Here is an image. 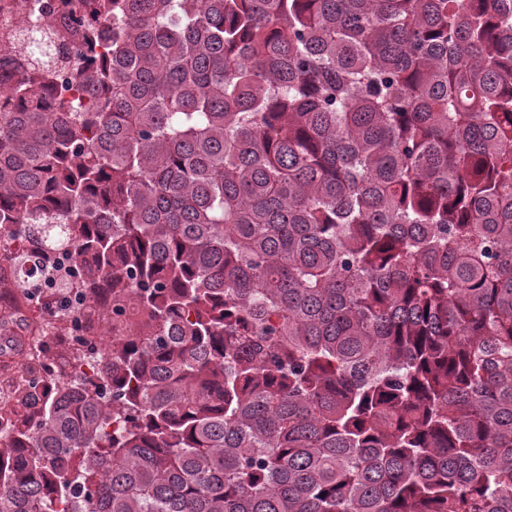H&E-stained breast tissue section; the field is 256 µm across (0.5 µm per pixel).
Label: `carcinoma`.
Segmentation results:
<instances>
[{"instance_id": "obj_1", "label": "carcinoma", "mask_w": 512, "mask_h": 512, "mask_svg": "<svg viewBox=\"0 0 512 512\" xmlns=\"http://www.w3.org/2000/svg\"><path fill=\"white\" fill-rule=\"evenodd\" d=\"M71 12L0 80V240L97 363L27 354L0 512H512V5Z\"/></svg>"}]
</instances>
